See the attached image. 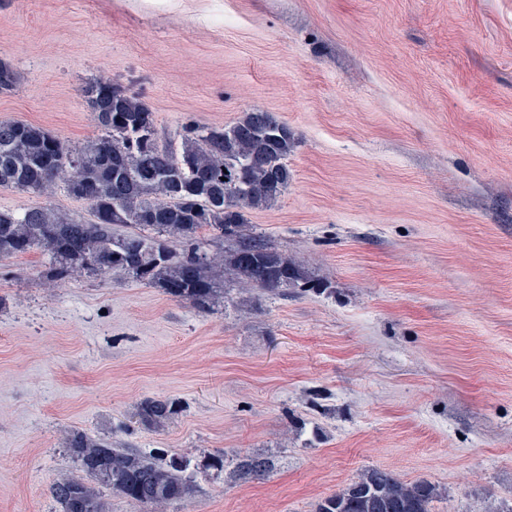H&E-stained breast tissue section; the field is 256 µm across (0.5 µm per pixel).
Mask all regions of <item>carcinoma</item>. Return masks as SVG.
I'll return each instance as SVG.
<instances>
[{
  "instance_id": "obj_1",
  "label": "carcinoma",
  "mask_w": 512,
  "mask_h": 512,
  "mask_svg": "<svg viewBox=\"0 0 512 512\" xmlns=\"http://www.w3.org/2000/svg\"><path fill=\"white\" fill-rule=\"evenodd\" d=\"M13 67L0 60V91L17 84ZM114 87L99 78L83 89L87 105L101 100L95 113L99 134L70 146L50 131L29 123L0 121V187L43 196L62 182L87 203L93 219L70 218L46 204L0 209V259L39 249L45 256L41 276L57 286L86 275L102 278L122 272L167 295L181 287L182 298L201 311L224 302V271L233 272L247 290L279 291L309 287L299 265L273 252L269 243L248 233L249 211L274 204L288 190V155L296 138L288 124L253 108L224 126H182L159 142L154 112L136 94L110 97ZM55 162L47 172L46 155ZM208 229L234 241L224 258L196 244ZM250 249L271 267L262 276L243 264ZM183 411L174 398H150L138 407L146 424L162 427ZM66 445L77 473L55 481L50 492L61 512H109L106 488L149 512H174L197 492L191 460L169 448H116L112 442L73 429ZM273 472V459L239 456L240 479ZM435 489L407 482L382 468H370L342 490L323 498L316 512H429Z\"/></svg>"
}]
</instances>
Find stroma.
<instances>
[{
    "instance_id": "obj_1",
    "label": "stroma",
    "mask_w": 512,
    "mask_h": 512,
    "mask_svg": "<svg viewBox=\"0 0 512 512\" xmlns=\"http://www.w3.org/2000/svg\"><path fill=\"white\" fill-rule=\"evenodd\" d=\"M0 59V121L75 145L100 77L162 135L273 113L292 181L248 231L314 281L228 278L203 312L0 259V512H58L72 429L192 456L182 512H315L372 467L431 512H512V0H0ZM161 397L184 410L157 431ZM245 452L273 472L239 479ZM183 411V405L174 398H150L144 400L138 407V416L147 425L163 427L178 417Z\"/></svg>"
}]
</instances>
